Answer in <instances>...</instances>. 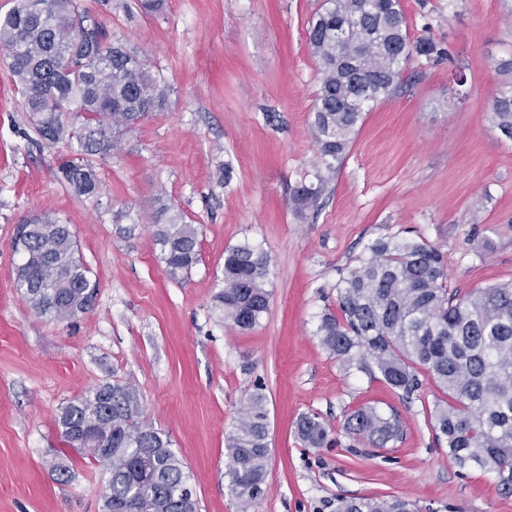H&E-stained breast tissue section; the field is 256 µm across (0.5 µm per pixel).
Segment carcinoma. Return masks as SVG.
<instances>
[{"label":"carcinoma","mask_w":512,"mask_h":512,"mask_svg":"<svg viewBox=\"0 0 512 512\" xmlns=\"http://www.w3.org/2000/svg\"><path fill=\"white\" fill-rule=\"evenodd\" d=\"M16 0L0 15V50L41 138L76 142V157L59 173L85 197L100 193L91 158L121 149V137L150 112L166 109L160 76L121 45H107L103 28L81 0ZM320 65L313 128L321 164L329 172L345 157L364 121L366 107L400 87L402 64L412 55L438 62L447 55L429 39L411 40L400 0H322L307 28ZM492 123L512 139V84L494 97ZM321 173L302 179L291 204L303 216L318 209ZM120 234L138 215L111 211ZM171 277L198 262L196 229L182 214L161 208L152 232ZM23 245L15 288L39 316L73 322L88 310L96 288L76 256L71 225L42 211L20 226ZM336 284V311L322 313L321 345L346 370L367 373L410 397L426 376L439 389L430 424L438 446L462 470L496 475L512 495V282L467 295L448 289L447 264L434 246L406 238H378ZM267 261L248 241L224 250L222 289L215 295L224 319L240 330L256 327L267 313ZM57 427L83 456L104 464L112 499L103 512H200L185 492L189 474L165 432L143 419L141 397L130 382H106L60 407ZM307 448H325L331 429L316 413L296 422ZM355 443L386 448L402 438L394 416L365 406L345 418ZM270 425L263 388L243 401L226 437L224 477L241 512H251L267 492ZM336 512H418L398 497H342Z\"/></svg>","instance_id":"carcinoma-1"}]
</instances>
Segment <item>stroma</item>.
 <instances>
[{
    "instance_id": "stroma-1",
    "label": "stroma",
    "mask_w": 512,
    "mask_h": 512,
    "mask_svg": "<svg viewBox=\"0 0 512 512\" xmlns=\"http://www.w3.org/2000/svg\"><path fill=\"white\" fill-rule=\"evenodd\" d=\"M110 41L136 52L169 88V106L97 157L99 199L57 171L72 142L44 141L0 53V512H101L109 472L61 438L62 405L106 382H132L146 420L169 434L201 512H240L224 476L226 437L255 386L270 421L267 493L254 512H334L340 496H395L420 512H512L487 469L460 471L433 440L437 389L406 399L344 371L316 334L336 285L388 236L437 247L459 294L512 281V141L489 105L512 58V0H402L411 39L446 60L411 56L403 84L367 112L318 210L297 216L290 190L319 164L312 127L319 65L307 38L322 0H85ZM198 230L200 256L174 280L152 223L160 205ZM142 223L119 235L109 211ZM47 210L71 224L98 283L73 322L38 317L16 290L18 224ZM267 258L271 293L254 329L238 331L214 302L226 247ZM398 412L404 435L351 446L346 415ZM319 414L336 439L306 448L297 418ZM70 470L60 481L49 463Z\"/></svg>"
}]
</instances>
